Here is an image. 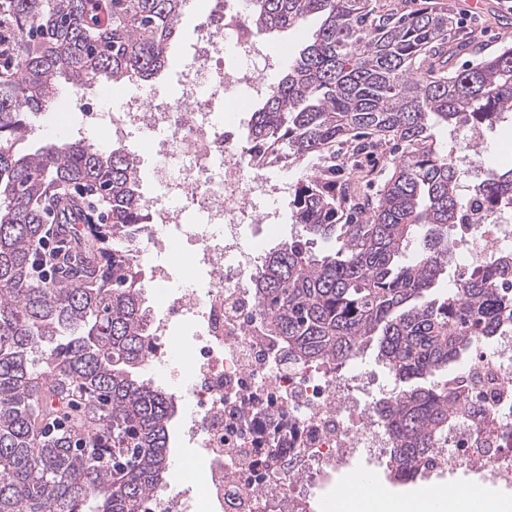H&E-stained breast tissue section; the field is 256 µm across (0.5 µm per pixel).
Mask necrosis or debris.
I'll return each instance as SVG.
<instances>
[{"label":"necrosis or debris","mask_w":512,"mask_h":512,"mask_svg":"<svg viewBox=\"0 0 512 512\" xmlns=\"http://www.w3.org/2000/svg\"><path fill=\"white\" fill-rule=\"evenodd\" d=\"M268 54L243 18L216 0L195 33L194 52L174 95L123 94L109 113L112 135L146 136L153 189L145 198L143 238L152 282L168 284L172 244L189 241V265L202 289L169 294L151 324L146 364L175 371L179 357L166 342L175 321L192 325L191 370L178 380L187 404L185 444L197 455L183 480L159 494L149 512H308L313 485L326 484L358 452L383 457L391 440L369 396L365 373H338L335 365H289L260 326L255 265L265 252L263 233L282 222L258 199L284 193L253 170L239 135L247 123L240 105L268 90ZM223 99L224 113L212 103ZM252 234H245V225ZM468 263L512 252V224L485 212L451 239ZM480 373L487 385L466 395L445 441L458 466L488 471L512 484V331L478 344L457 374Z\"/></svg>","instance_id":"necrosis-or-debris-1"}]
</instances>
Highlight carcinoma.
Segmentation results:
<instances>
[{
	"label": "carcinoma",
	"mask_w": 512,
	"mask_h": 512,
	"mask_svg": "<svg viewBox=\"0 0 512 512\" xmlns=\"http://www.w3.org/2000/svg\"><path fill=\"white\" fill-rule=\"evenodd\" d=\"M186 0H0L18 35L0 62V512H143L168 475L171 394L140 376L148 355L145 272L135 235L146 223L139 161L87 138L19 150L29 115L59 82L99 77L145 85L168 64ZM304 46L251 112L246 151L259 170L295 173L291 223L255 272L258 316L284 360L336 362L375 348L402 387L378 401L390 476L422 473L462 407L448 372L470 348L512 329V256L476 263L444 296L448 234L469 199L436 130L512 118V46L462 70L469 54L447 9L405 13L373 0H252V30L302 29ZM394 153L375 170L358 155ZM97 193L109 221L39 249L42 201L62 218ZM488 211L512 209V167L478 189ZM338 248L315 251L317 242Z\"/></svg>",
	"instance_id": "cac0c4a2"
}]
</instances>
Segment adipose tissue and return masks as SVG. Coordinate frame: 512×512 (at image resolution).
<instances>
[{"label": "adipose tissue", "mask_w": 512, "mask_h": 512, "mask_svg": "<svg viewBox=\"0 0 512 512\" xmlns=\"http://www.w3.org/2000/svg\"><path fill=\"white\" fill-rule=\"evenodd\" d=\"M336 512H512V499L500 498L489 486L456 491L435 488L411 498L380 492L364 476L350 474L336 493Z\"/></svg>", "instance_id": "ef3b65f1"}]
</instances>
